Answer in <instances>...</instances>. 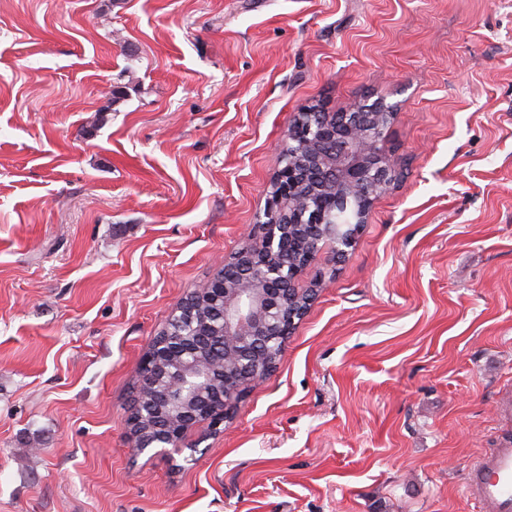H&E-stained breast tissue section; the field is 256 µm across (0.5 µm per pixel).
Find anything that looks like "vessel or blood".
Listing matches in <instances>:
<instances>
[{"label": "vessel or blood", "mask_w": 512, "mask_h": 512, "mask_svg": "<svg viewBox=\"0 0 512 512\" xmlns=\"http://www.w3.org/2000/svg\"><path fill=\"white\" fill-rule=\"evenodd\" d=\"M467 480L483 512H512V440L478 458Z\"/></svg>", "instance_id": "b4317fda"}]
</instances>
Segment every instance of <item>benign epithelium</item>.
I'll return each instance as SVG.
<instances>
[{
	"mask_svg": "<svg viewBox=\"0 0 512 512\" xmlns=\"http://www.w3.org/2000/svg\"><path fill=\"white\" fill-rule=\"evenodd\" d=\"M394 117L382 100L358 104L348 112L319 108L300 112L288 130L296 144L288 169H279L263 218L251 228L243 246L230 258L238 264L233 280L209 282L190 293L216 297L218 307L206 329L194 327L180 334L170 348L174 367L158 364L160 399L140 400L139 413L128 421L126 440L137 447L132 427L141 420L156 422L166 445L181 446L184 434L198 421L221 425L234 414L244 389L264 381L275 368L260 352L282 339L281 324L288 330L303 319L317 288L301 289L302 268L276 260L301 237L306 222L318 227L309 240L308 260L329 248L340 258L367 223L375 195L391 181V168L380 148L381 138ZM320 181L318 190L333 195L349 212L343 224L327 211L308 212L300 180Z\"/></svg>",
	"mask_w": 512,
	"mask_h": 512,
	"instance_id": "1",
	"label": "benign epithelium"
}]
</instances>
